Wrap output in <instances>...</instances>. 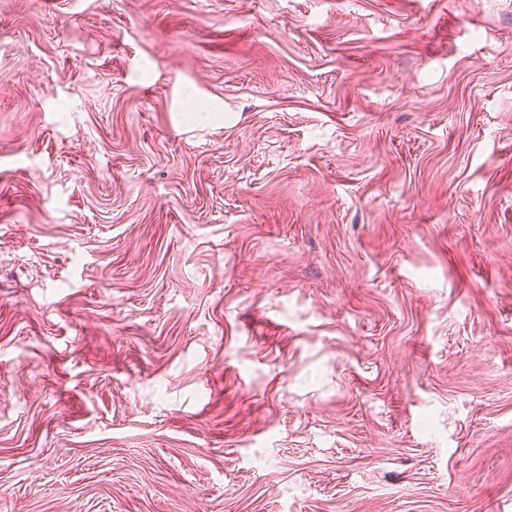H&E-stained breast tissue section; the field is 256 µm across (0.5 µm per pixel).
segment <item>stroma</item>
<instances>
[{
  "instance_id": "obj_1",
  "label": "stroma",
  "mask_w": 512,
  "mask_h": 512,
  "mask_svg": "<svg viewBox=\"0 0 512 512\" xmlns=\"http://www.w3.org/2000/svg\"><path fill=\"white\" fill-rule=\"evenodd\" d=\"M0 512H512V0H0Z\"/></svg>"
}]
</instances>
